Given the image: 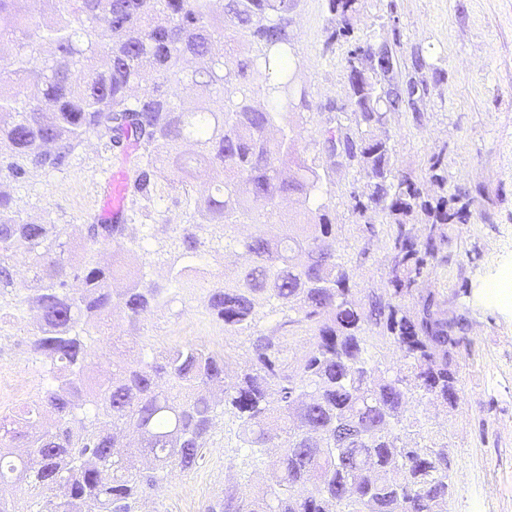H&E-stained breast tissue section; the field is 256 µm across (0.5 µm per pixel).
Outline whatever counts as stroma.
Instances as JSON below:
<instances>
[{
  "mask_svg": "<svg viewBox=\"0 0 512 512\" xmlns=\"http://www.w3.org/2000/svg\"><path fill=\"white\" fill-rule=\"evenodd\" d=\"M331 27L327 0H299L291 26L298 81L318 105L294 120L302 155L317 156L322 130L347 102L352 42H385L400 61L403 79L427 84L412 106L390 116L394 159L422 178L430 155L445 151L449 187L480 191L469 223L451 228L447 264L428 282L447 295L449 315L467 322L456 354L462 401L455 409L428 405L420 421L426 429L448 432L450 512H512V294L495 291L502 279H512V0H362L350 38L329 41ZM437 68L443 81L432 76ZM143 155L134 141L108 149L90 133L61 170L29 176L9 190L28 220L65 225L82 248L86 225L101 218L103 181L115 168L135 181ZM364 180V173L343 166L333 168L324 185L340 253L363 303L384 293L389 257L385 231L364 232L350 207L352 185ZM201 191L197 184L187 194L157 180L150 197L127 193L121 221L175 229ZM34 324L27 306L0 298L2 416L36 400L43 388L45 361L31 348ZM142 333L158 347L205 346L220 334L233 366L247 357L245 336L226 333L206 313L200 295L174 289L159 298L144 327L129 325L116 308L86 341L96 350L105 335L123 337L124 357L136 359L134 343ZM238 431L235 420L217 417L197 468L169 472L144 512H207L225 493L264 488L270 456L245 464Z\"/></svg>",
  "mask_w": 512,
  "mask_h": 512,
  "instance_id": "obj_1",
  "label": "stroma"
}]
</instances>
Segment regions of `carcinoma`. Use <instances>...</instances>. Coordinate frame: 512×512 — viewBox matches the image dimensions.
I'll use <instances>...</instances> for the list:
<instances>
[{
	"label": "carcinoma",
	"instance_id": "carcinoma-1",
	"mask_svg": "<svg viewBox=\"0 0 512 512\" xmlns=\"http://www.w3.org/2000/svg\"><path fill=\"white\" fill-rule=\"evenodd\" d=\"M41 2L36 14L31 0H0V42L12 47L0 64V180L58 169L86 134L108 146L128 128L147 151L137 193L149 196L163 173L185 188L201 173L224 178L154 252L144 246L152 232L86 225L91 244L112 250L106 266L92 255L73 266L63 229L28 221L0 191V297L36 314L31 347L49 363L39 400L17 420L0 418V483L26 485L36 512L46 491L55 493L48 512H139L157 473L196 468L220 413L239 422L244 447L278 452L266 491L228 494L209 512H448V448L412 419V403L460 401L454 352L464 318L448 317V299L421 284L448 262V226L470 221L471 197L462 187L444 195L442 150L428 159L433 194L396 165L389 117L419 87L400 80L393 53L371 40L353 46L350 114L336 115L319 142V158L364 172L350 199L365 231L376 235L373 214L390 226V288L362 307L319 201L324 166L299 156L288 121L314 108L297 84L299 0ZM360 2L328 0L330 39L351 34ZM227 29L250 53L224 43ZM286 198L298 210L272 223ZM238 224L255 231L239 238ZM227 249L243 264L207 278L204 256ZM138 250L146 258L137 268L128 256ZM19 254L33 271L27 286L14 278ZM154 265L201 294L225 332L247 336L235 380L226 381L225 350L193 344L150 361L114 357L97 375L106 352L91 350L84 333L116 299L130 322L146 320L163 292L144 272ZM122 277L128 286L115 295ZM265 305L287 320L259 328ZM289 327L309 343L302 359L287 357ZM389 346L403 352L396 368L384 363ZM20 439L31 451L14 460L7 449Z\"/></svg>",
	"mask_w": 512,
	"mask_h": 512
}]
</instances>
